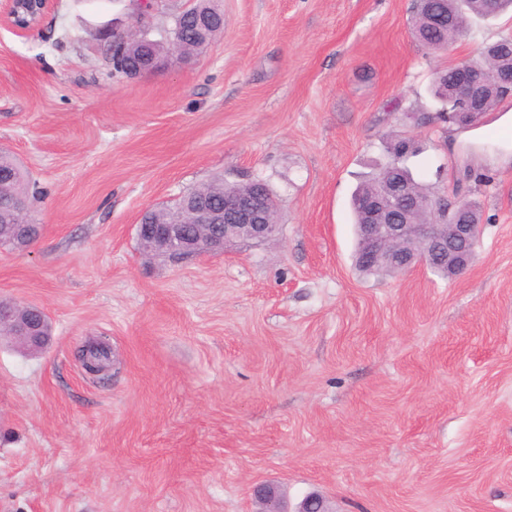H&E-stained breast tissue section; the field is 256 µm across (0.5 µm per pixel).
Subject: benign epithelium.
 <instances>
[{"label": "benign epithelium", "instance_id": "1", "mask_svg": "<svg viewBox=\"0 0 512 512\" xmlns=\"http://www.w3.org/2000/svg\"><path fill=\"white\" fill-rule=\"evenodd\" d=\"M7 9L0 18L19 30H30L41 23L52 0H6ZM141 54L135 66L124 69L130 79L153 73L170 64V56L155 53L157 40L143 33L139 38ZM455 91L450 122L466 129L476 121L478 104V73L469 65L457 62L448 67ZM426 206V201L412 191L410 182L395 165L386 174L383 192L362 201L364 222L358 225V264L372 268L382 264L401 272L419 265L436 268L450 277L465 271L474 257V245L480 231V221L471 208L458 198L446 224H412L407 216ZM180 213L187 223L206 231V243L187 234L178 221L155 224L140 220L137 235L141 246L157 255L178 262L197 255L221 254L234 241L259 244L276 238L280 225L268 221L269 197L263 191L248 200L224 198V209L206 206L195 198L185 204ZM8 322L11 339H22L33 348L45 347L49 339L43 336L41 321H17L10 305L0 304V322ZM252 496L262 506V512H288L283 489L274 482H260L252 487ZM295 512H331L322 495L310 493Z\"/></svg>", "mask_w": 512, "mask_h": 512}]
</instances>
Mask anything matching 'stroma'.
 I'll use <instances>...</instances> for the list:
<instances>
[{
  "instance_id": "1",
  "label": "stroma",
  "mask_w": 512,
  "mask_h": 512,
  "mask_svg": "<svg viewBox=\"0 0 512 512\" xmlns=\"http://www.w3.org/2000/svg\"><path fill=\"white\" fill-rule=\"evenodd\" d=\"M412 0H219L224 33L187 63L114 75L102 29L137 0H56L0 25V147L44 195L41 237L0 250V296L41 308L52 342L0 344V512L289 508L512 512V166L449 152L434 74L512 37V12L433 53ZM415 138L414 170L480 205L475 259L354 266L350 197ZM264 180L279 237L180 263L136 227L217 175ZM112 346L108 378L75 352ZM251 491L256 503L262 506L258 511L288 512L281 485L274 482H260L254 484Z\"/></svg>"
}]
</instances>
